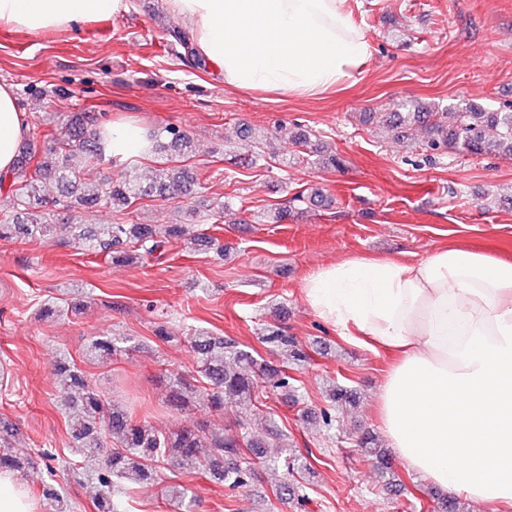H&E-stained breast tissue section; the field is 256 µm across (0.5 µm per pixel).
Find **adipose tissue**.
<instances>
[{
	"instance_id": "adipose-tissue-1",
	"label": "adipose tissue",
	"mask_w": 512,
	"mask_h": 512,
	"mask_svg": "<svg viewBox=\"0 0 512 512\" xmlns=\"http://www.w3.org/2000/svg\"><path fill=\"white\" fill-rule=\"evenodd\" d=\"M216 81L230 89L315 95L351 80L371 44L346 0H165ZM129 0H0V25L31 35L126 12ZM0 84V173L28 132ZM112 159L150 143L136 122L103 127ZM324 323L395 354L379 417L391 448L430 483L488 506H512V258L448 245L418 262L352 256L302 284ZM29 486L0 470V512H39Z\"/></svg>"
}]
</instances>
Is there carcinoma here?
<instances>
[{"mask_svg":"<svg viewBox=\"0 0 512 512\" xmlns=\"http://www.w3.org/2000/svg\"><path fill=\"white\" fill-rule=\"evenodd\" d=\"M168 45L181 48L184 57H193L187 33L180 28L167 30ZM429 127L427 148L432 151L453 146L476 156L498 152L512 155V112H481L471 105L448 113V124H442L437 112H385L379 121L392 127L403 121ZM96 117L88 112H71L60 124V136L54 146L41 154L34 150L40 128L30 132L18 151L14 169L0 175V197L10 200L11 208L0 207V239L36 238L61 231L85 250L104 255L113 264L134 263L138 259L166 257L172 243L190 240L198 246L224 251L219 238L205 232L201 224H149L117 222L115 224H53L38 209L50 203L62 213L75 208L92 210L110 206L117 212L137 211L149 197L169 198L196 182L190 169L173 166L168 175L148 186L130 177L122 182L91 180L80 177L75 159L82 167L105 158L97 129ZM498 130V139L489 138V129ZM159 150L166 155L185 156L192 151L189 134L177 127H166L154 135ZM84 302L60 306L47 302L40 307L43 316L80 313ZM261 342L282 358V363L302 365L309 354L294 336L278 325L264 327ZM190 347L196 355V368L191 374L175 373L168 381L169 405L182 411L204 404L213 412H224V404L233 403L248 409L259 400V388L267 393L294 391L291 377L285 371L256 358L239 348L236 342L214 336L200 329L190 336ZM135 350L126 336L98 335L84 347V361L104 364L116 355ZM53 374L60 386L58 404L67 414L70 436L77 447L98 448L104 460L98 467L84 465L72 470L74 481H90L98 488L97 512H125L124 499L139 486L162 483L159 465L173 462L184 474L204 473L214 482L238 491L246 488L254 476L244 450L259 456L268 469L279 468V460L267 455L269 448H282L287 435L272 423L264 426V434L256 435L251 422L237 421L235 429L211 426L158 429L148 415L109 400L84 376L77 363L63 356L54 364ZM326 406L314 419L330 428L337 416L356 407L357 393L332 382L325 390ZM16 433L13 422L0 417V469L22 473L25 469L13 455L10 440ZM361 454L374 462V467L387 488L399 486L398 476L389 463L388 449L382 447L375 433L367 430L358 439ZM171 512H191L192 490L180 483L163 486ZM439 512H461L459 501L429 490ZM41 496L47 512H72L70 500L60 485L45 484ZM279 501L299 498L298 486L286 478L275 484Z\"/></svg>","mask_w":512,"mask_h":512,"instance_id":"cac0c4a2","label":"carcinoma"}]
</instances>
